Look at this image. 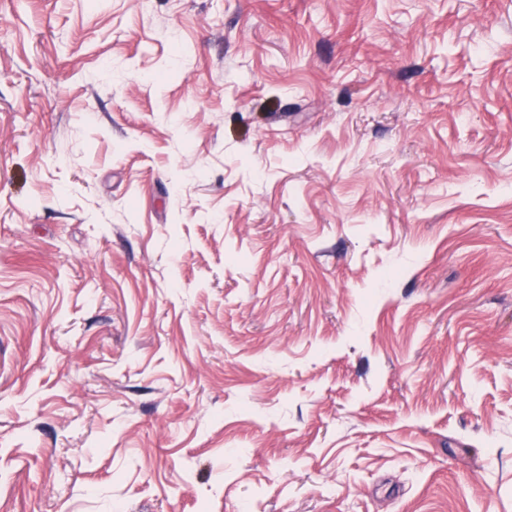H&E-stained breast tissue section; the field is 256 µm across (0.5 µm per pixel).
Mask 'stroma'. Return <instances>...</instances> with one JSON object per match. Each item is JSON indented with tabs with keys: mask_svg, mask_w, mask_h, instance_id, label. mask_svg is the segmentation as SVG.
<instances>
[{
	"mask_svg": "<svg viewBox=\"0 0 512 512\" xmlns=\"http://www.w3.org/2000/svg\"><path fill=\"white\" fill-rule=\"evenodd\" d=\"M0 512H512V0H0Z\"/></svg>",
	"mask_w": 512,
	"mask_h": 512,
	"instance_id": "obj_1",
	"label": "stroma"
}]
</instances>
